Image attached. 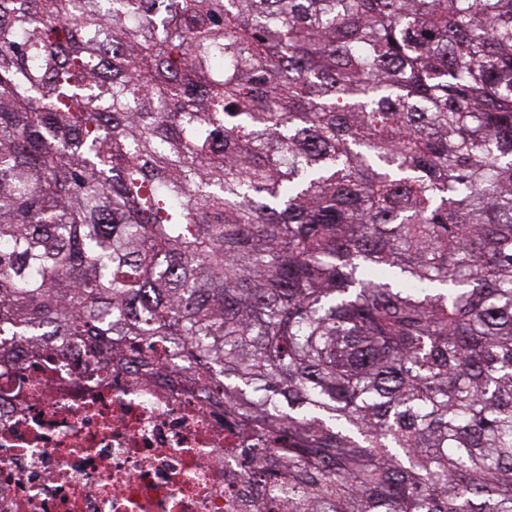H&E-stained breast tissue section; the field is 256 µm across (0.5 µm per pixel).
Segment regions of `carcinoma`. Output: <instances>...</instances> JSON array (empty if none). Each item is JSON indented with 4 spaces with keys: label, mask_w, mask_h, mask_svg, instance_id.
<instances>
[{
    "label": "carcinoma",
    "mask_w": 512,
    "mask_h": 512,
    "mask_svg": "<svg viewBox=\"0 0 512 512\" xmlns=\"http://www.w3.org/2000/svg\"><path fill=\"white\" fill-rule=\"evenodd\" d=\"M161 336L255 512H512V0H0V361Z\"/></svg>",
    "instance_id": "obj_1"
}]
</instances>
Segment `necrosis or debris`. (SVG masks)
<instances>
[{
  "instance_id": "necrosis-or-debris-1",
  "label": "necrosis or debris",
  "mask_w": 512,
  "mask_h": 512,
  "mask_svg": "<svg viewBox=\"0 0 512 512\" xmlns=\"http://www.w3.org/2000/svg\"><path fill=\"white\" fill-rule=\"evenodd\" d=\"M55 366L0 365V512H251L262 497L196 393Z\"/></svg>"
}]
</instances>
